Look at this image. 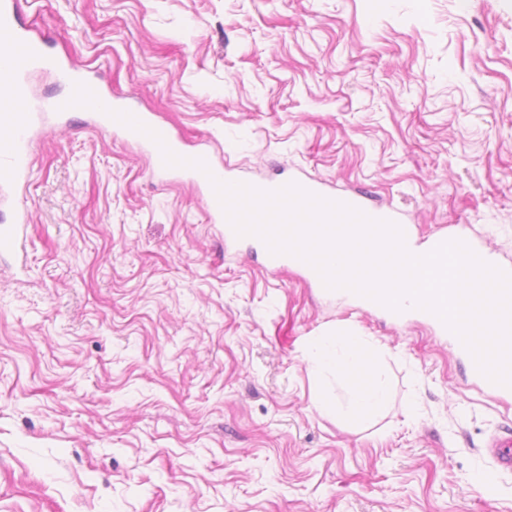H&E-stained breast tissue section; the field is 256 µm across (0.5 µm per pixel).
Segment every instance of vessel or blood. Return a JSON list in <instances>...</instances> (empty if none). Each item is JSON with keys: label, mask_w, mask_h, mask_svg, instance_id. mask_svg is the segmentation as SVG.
I'll return each instance as SVG.
<instances>
[{"label": "vessel or blood", "mask_w": 512, "mask_h": 512, "mask_svg": "<svg viewBox=\"0 0 512 512\" xmlns=\"http://www.w3.org/2000/svg\"><path fill=\"white\" fill-rule=\"evenodd\" d=\"M31 69L50 70L69 84H86L102 104H109L110 98L104 88L94 79L88 78L74 66L63 63L50 53L44 42L31 37L27 28L19 21L12 0H0V184L14 186L28 180L32 168L31 147L33 133L48 112H61L63 100L49 102L34 101L28 91L25 74ZM97 124L103 130H117L128 141L146 148L152 161V173L156 179L163 180L174 174V167L165 165L160 148L147 135L121 125L104 112H96ZM138 120L157 132L164 139L166 146L175 154H183L184 149L171 130L155 121L149 114L141 112ZM198 158L203 159L208 169L200 171L190 169L189 174L194 184L206 192L208 212L215 223L224 227V236L235 239L236 233L227 223L225 213L218 201L212 178H223L224 170L219 167L209 151L201 150ZM306 190L329 200L342 199L352 207L365 212L371 218L398 221L397 213L390 210L367 206L356 195L337 196L334 190L323 183L302 180ZM29 215L26 209L14 211L11 222L0 224V254L17 253L26 233ZM488 453L495 459L501 469L512 471V432L492 437L487 443Z\"/></svg>", "instance_id": "1"}]
</instances>
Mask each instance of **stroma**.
Instances as JSON below:
<instances>
[{
	"instance_id": "35a3bbf8",
	"label": "stroma",
	"mask_w": 512,
	"mask_h": 512,
	"mask_svg": "<svg viewBox=\"0 0 512 512\" xmlns=\"http://www.w3.org/2000/svg\"><path fill=\"white\" fill-rule=\"evenodd\" d=\"M50 52L211 151L512 263V0H17ZM0 257V512H512L486 392L422 315L265 268L204 191L84 113L53 117ZM361 339L383 403L316 361ZM29 215L26 209L16 208L10 223L0 224V254L17 253L26 234ZM383 397L384 394L381 390L367 387V385L362 386L353 400V415L357 416L368 413L382 402Z\"/></svg>"
}]
</instances>
